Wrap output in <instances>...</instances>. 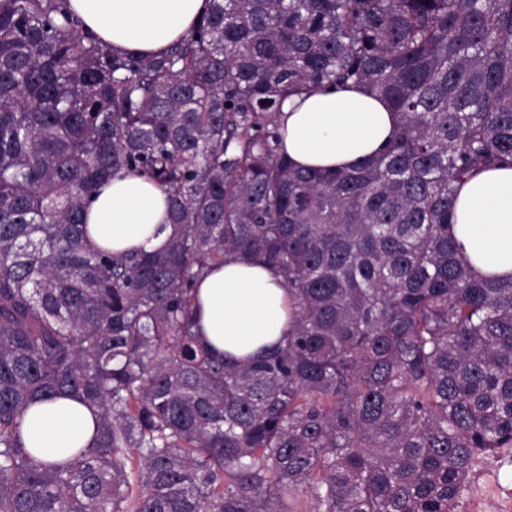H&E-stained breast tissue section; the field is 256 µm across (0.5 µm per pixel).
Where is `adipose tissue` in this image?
Returning <instances> with one entry per match:
<instances>
[{"mask_svg": "<svg viewBox=\"0 0 512 512\" xmlns=\"http://www.w3.org/2000/svg\"><path fill=\"white\" fill-rule=\"evenodd\" d=\"M209 0H67L79 24L111 49L158 55L187 35ZM282 151L295 168L346 169L376 155L394 136L398 118L378 97L358 87L286 99L278 114ZM166 195L145 178H112L92 201L89 236L120 254L151 251L166 240ZM453 232L461 255L481 277L512 279V166L479 172L461 186ZM195 332L214 355L236 364L274 344L288 330L292 304L271 269L236 257L212 267L194 290ZM95 416L61 395L32 405L22 437L37 458L62 462L89 447Z\"/></svg>", "mask_w": 512, "mask_h": 512, "instance_id": "ef3b65f1", "label": "adipose tissue"}]
</instances>
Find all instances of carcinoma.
Instances as JSON below:
<instances>
[{"mask_svg": "<svg viewBox=\"0 0 512 512\" xmlns=\"http://www.w3.org/2000/svg\"><path fill=\"white\" fill-rule=\"evenodd\" d=\"M361 86L398 115L348 170L280 152L282 99ZM512 162V0H210L135 57L64 0L0 4V512H455L512 448V281L450 232L461 183ZM139 175L171 233L87 238L99 187ZM227 255L273 267L288 336L229 366L193 332ZM60 394L96 441L51 466L23 416Z\"/></svg>", "mask_w": 512, "mask_h": 512, "instance_id": "carcinoma-1", "label": "carcinoma"}]
</instances>
